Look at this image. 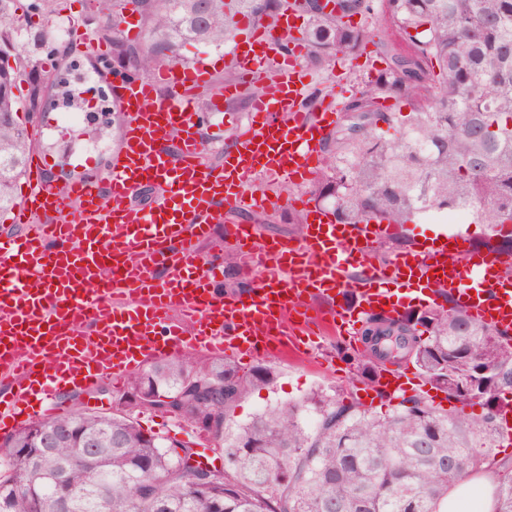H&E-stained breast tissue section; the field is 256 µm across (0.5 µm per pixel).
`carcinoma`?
Wrapping results in <instances>:
<instances>
[{
	"label": "carcinoma",
	"instance_id": "1",
	"mask_svg": "<svg viewBox=\"0 0 512 512\" xmlns=\"http://www.w3.org/2000/svg\"><path fill=\"white\" fill-rule=\"evenodd\" d=\"M280 0H95L112 38L113 71L145 74L180 61L197 42L221 46L236 16H275ZM16 0H0V212L16 205L14 186L37 141L16 114L37 126L56 95L59 45L45 30L37 41L46 61L18 41ZM146 34L132 47L121 29L128 6ZM384 23L399 27L412 48L393 45L390 63L352 97L323 146L310 195L331 204L339 224L401 226L418 214L471 212L491 240L512 224V0H382ZM307 19L302 43L319 68L355 52L367 37L344 18L370 10L368 0H294ZM27 84L24 96L17 95ZM401 97L402 116L381 101ZM236 253L224 250L225 287L238 292ZM444 303L398 318L369 314L355 358L358 381L373 387L392 350L413 363L449 408L421 395L380 393L379 413L351 388L318 389L295 404L274 405L239 424L234 413L254 389L273 386L276 369L240 372L222 357L156 361L128 380L169 398L155 406L186 418L213 420L209 436L224 456V480H192L179 472V440L146 434L136 415L73 406L0 439V512H61L53 482L66 472L69 512H443L460 478L497 475L493 512H512V459H496L512 413V330L473 318L439 291ZM479 405L480 415L464 413ZM312 416L308 426L306 416ZM37 426L58 431L54 451L34 460ZM92 442L99 470L78 458Z\"/></svg>",
	"mask_w": 512,
	"mask_h": 512
}]
</instances>
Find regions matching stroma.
Wrapping results in <instances>:
<instances>
[{"mask_svg": "<svg viewBox=\"0 0 512 512\" xmlns=\"http://www.w3.org/2000/svg\"><path fill=\"white\" fill-rule=\"evenodd\" d=\"M381 16L382 7L378 4L367 13L351 16L349 22L352 26L368 31V41L351 56L326 63L319 69L303 68L302 80L308 88L321 89L324 95L333 97L341 105L365 83L375 79L386 67L384 44L396 39L395 33L382 23ZM232 52L233 47L229 44L214 47L192 43L181 49L180 57L186 64H193L203 56L216 64L209 84L198 92L199 100L210 101L225 82L237 77L238 71L231 62ZM258 89V84H251L246 95L225 104L223 111L215 113L212 127L204 132L210 163H221L235 128L249 123V96ZM81 132V126L69 120L64 106L54 104L47 107L37 127L38 152L47 178L65 183L74 177L79 167L104 171L115 150L111 129H103L101 149L97 152L81 150ZM311 185L308 179L287 182L268 175L261 176L259 186L270 195V203L265 210L269 221L255 226L256 241H294L300 238L297 223L305 219L306 213L297 201L309 198ZM443 234L463 235L471 248L476 249L480 246L484 228L472 221L452 224L444 218L433 220L422 216L416 222L407 224L404 235L394 241L391 254L396 257L413 253L420 249L425 240ZM299 341L310 349V357L268 356L267 364L274 366L278 373L276 381L273 386L254 390L240 402L235 411L237 421H248L275 404L301 401L317 389L348 386L353 377L352 359L365 350L358 332L353 329H341L332 334L319 330L312 335L300 336Z\"/></svg>", "mask_w": 512, "mask_h": 512, "instance_id": "1", "label": "stroma"}]
</instances>
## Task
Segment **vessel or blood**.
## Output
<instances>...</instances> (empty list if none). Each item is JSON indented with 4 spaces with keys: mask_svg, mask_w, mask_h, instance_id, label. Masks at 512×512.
I'll list each match as a JSON object with an SVG mask.
<instances>
[{
    "mask_svg": "<svg viewBox=\"0 0 512 512\" xmlns=\"http://www.w3.org/2000/svg\"><path fill=\"white\" fill-rule=\"evenodd\" d=\"M280 22L251 28L234 51L237 80L225 83L206 111L197 91L209 82L205 61L172 66L153 77L117 74L95 46L108 91L126 115L124 141L105 173L87 172L57 186L31 162L12 221L20 234L0 235V430L7 432L54 411L66 388L90 391L99 380L122 379L146 360L195 350L210 355L261 357L293 347L310 326H350L367 314L397 308L386 288L403 279L423 305L438 289L479 321L512 327V256L486 252L460 262L447 241L370 266L364 283L348 279L369 243L359 228L311 213L298 242L257 244L250 226L228 227L251 282L226 297L214 286L224 263L197 256L198 243L225 211L266 208L258 174L303 178L320 161V147L339 118L335 104L311 111L300 75L302 46L284 52ZM261 80L250 99L254 119L238 129L224 163H207L203 127L211 113ZM151 187L154 202L137 209V190ZM353 293L351 305L340 296ZM328 311L313 322L302 313L316 301ZM413 371L385 372L358 398L408 391Z\"/></svg>",
    "mask_w": 512,
    "mask_h": 512,
    "instance_id": "vessel-or-blood-1",
    "label": "vessel or blood"
}]
</instances>
